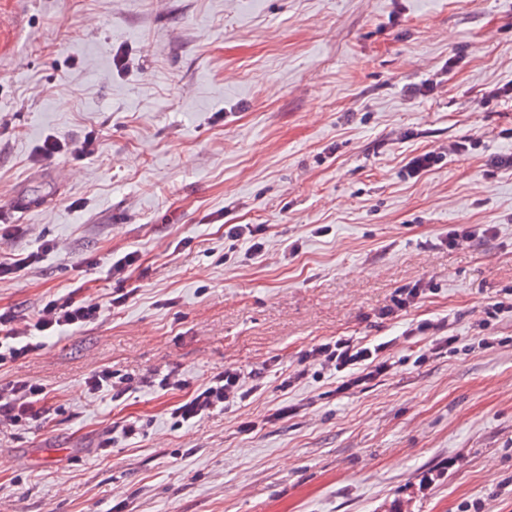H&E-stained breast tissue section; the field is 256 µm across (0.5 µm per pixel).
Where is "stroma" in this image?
<instances>
[{"label":"stroma","instance_id":"stroma-1","mask_svg":"<svg viewBox=\"0 0 512 512\" xmlns=\"http://www.w3.org/2000/svg\"><path fill=\"white\" fill-rule=\"evenodd\" d=\"M0 310L124 306L0 367L48 398L0 426V512H512V0H0ZM447 80L433 77L449 57ZM93 154H80L87 134ZM479 139L419 178L408 158ZM61 152L47 154L50 141ZM261 255L227 252L226 225ZM486 228L462 246L451 228ZM421 285L416 307L396 293ZM445 317L461 351L418 362L410 324ZM398 338L381 380L279 388L313 345ZM262 389L183 428L170 409L226 366ZM131 393L88 394L98 370ZM173 370L188 389L144 378ZM136 422L143 433L113 442Z\"/></svg>","mask_w":512,"mask_h":512}]
</instances>
